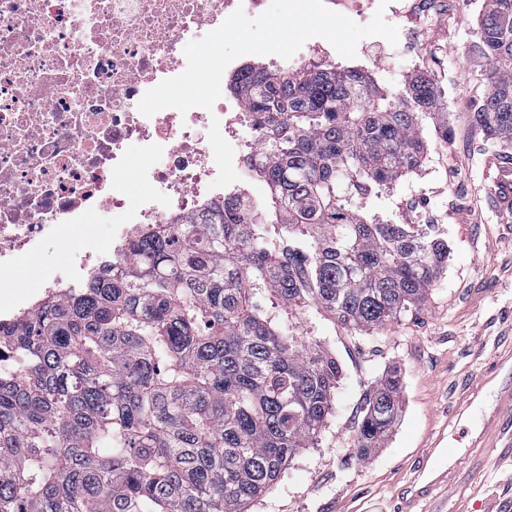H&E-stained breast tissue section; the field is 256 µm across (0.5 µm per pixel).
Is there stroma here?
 Here are the masks:
<instances>
[{
	"instance_id": "35a3bbf8",
	"label": "stroma",
	"mask_w": 512,
	"mask_h": 512,
	"mask_svg": "<svg viewBox=\"0 0 512 512\" xmlns=\"http://www.w3.org/2000/svg\"><path fill=\"white\" fill-rule=\"evenodd\" d=\"M415 0H390L401 16L397 43L361 39L358 61L388 89L422 70L442 93L452 128L442 138L423 118L427 158L389 189L357 201L365 215L423 231L434 227L448 243L450 259L425 302L393 324L354 331L318 318L320 334L342 369L334 414L315 447L290 462L277 485L250 512H400L419 464L447 471L448 486L415 504V512H512V459L502 444L508 425L484 429L498 407V384L512 350V209L500 208L490 185L500 147L471 124L482 96L486 64L475 55L476 20L484 0H441L442 11L424 12ZM74 233L53 237L35 258L13 271L22 290H34L37 267L68 261ZM403 374V411L384 448L362 460L353 448L367 392L385 368ZM485 445L472 447L477 434ZM466 464L432 450L437 435Z\"/></svg>"
}]
</instances>
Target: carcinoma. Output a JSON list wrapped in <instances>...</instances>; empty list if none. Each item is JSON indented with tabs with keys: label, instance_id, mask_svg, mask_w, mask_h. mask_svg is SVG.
<instances>
[{
	"label": "carcinoma",
	"instance_id": "carcinoma-1",
	"mask_svg": "<svg viewBox=\"0 0 512 512\" xmlns=\"http://www.w3.org/2000/svg\"><path fill=\"white\" fill-rule=\"evenodd\" d=\"M475 48L490 92L471 122L512 149V0H484ZM232 89L265 132L249 173L268 210L147 226L126 259L0 327V512H247L315 447L341 378L290 315L382 327L445 270V240L355 209L421 166L420 115L448 138L429 76L392 91L358 67L246 65ZM402 386L392 366L367 393L358 457L384 447Z\"/></svg>",
	"mask_w": 512,
	"mask_h": 512
}]
</instances>
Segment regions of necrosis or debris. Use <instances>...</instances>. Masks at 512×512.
<instances>
[{
  "mask_svg": "<svg viewBox=\"0 0 512 512\" xmlns=\"http://www.w3.org/2000/svg\"><path fill=\"white\" fill-rule=\"evenodd\" d=\"M266 2L0 0V306L25 303L3 276L39 255L58 227L77 232L78 261L36 280L61 299L71 276L121 257L146 225L251 199L244 177L262 131L242 102L221 97L209 110L149 117L138 103L185 70L188 38L239 9L257 17ZM132 144L146 188L134 206L120 180ZM103 210L116 226L108 248L86 222Z\"/></svg>",
  "mask_w": 512,
  "mask_h": 512,
  "instance_id": "obj_1",
  "label": "necrosis or debris"
}]
</instances>
